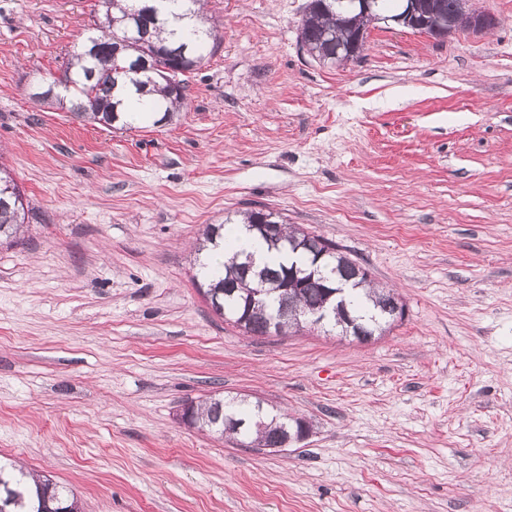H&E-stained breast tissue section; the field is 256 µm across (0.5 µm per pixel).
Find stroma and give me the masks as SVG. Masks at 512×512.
Masks as SVG:
<instances>
[{
  "label": "stroma",
  "mask_w": 512,
  "mask_h": 512,
  "mask_svg": "<svg viewBox=\"0 0 512 512\" xmlns=\"http://www.w3.org/2000/svg\"><path fill=\"white\" fill-rule=\"evenodd\" d=\"M97 0H0V460L82 512H512V0L490 34L384 28L347 66L306 0H207L217 51L163 127L29 93ZM266 208L336 242L406 316L378 339L250 336L198 294L200 230ZM244 397L312 424L280 452L183 424ZM336 12V0H310L302 20L300 44L313 58L323 63L336 64V50L340 45L336 42L339 22ZM2 171L0 164V243L5 241L12 244L15 243L21 224H24L26 213L22 201L18 203L22 194L18 185L6 171L2 176Z\"/></svg>",
  "instance_id": "1"
}]
</instances>
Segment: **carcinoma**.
<instances>
[{"label": "carcinoma", "instance_id": "obj_1", "mask_svg": "<svg viewBox=\"0 0 512 512\" xmlns=\"http://www.w3.org/2000/svg\"><path fill=\"white\" fill-rule=\"evenodd\" d=\"M98 16L81 39V48L72 54V63L58 82L70 94V110L79 118L112 127L127 125L123 116L137 114V122L157 124V116L168 119L180 111L186 94H173L160 77L161 70L171 69L177 63L174 51L187 44L189 53L202 64L219 47V25L204 15L199 7L202 0H98ZM158 6L161 13L152 16L145 9ZM134 25H143L150 32L149 42L131 41L116 57L112 56V42L107 30L119 36ZM336 0H309L300 28V44L315 59L336 63ZM95 37L97 54H87L86 46ZM146 58L152 71L139 75L130 72L131 63ZM20 189L5 173L0 175V243L15 242L25 208L18 201ZM267 223L281 225L279 244L270 243L264 236L250 229L260 221V212L247 210L242 214L246 234L266 247L268 261L259 265L253 254L233 253L230 261L212 267L199 264L200 287L211 298L213 311L238 321L245 311V298L259 293V306L253 309L245 323V332L264 336L270 322L281 325V331L299 329L296 318L304 311L318 308L328 301L336 305V319L349 315L353 326L350 334L365 342L387 328L392 316L388 306L391 291L375 287L368 271L341 252L327 253L319 263L307 249H300L304 262L298 266L305 277L316 270L314 281H308L293 298L279 291L288 271V249L293 244L309 241L312 244L325 238L286 224L279 215L266 211ZM336 284L340 292L328 298L321 283ZM189 424L202 431L229 437L245 448H277L284 429L294 419L273 413L245 399L213 398L190 406ZM67 508L79 512L74 494L52 480L36 478L21 468L0 465V512H58Z\"/></svg>", "mask_w": 512, "mask_h": 512}]
</instances>
